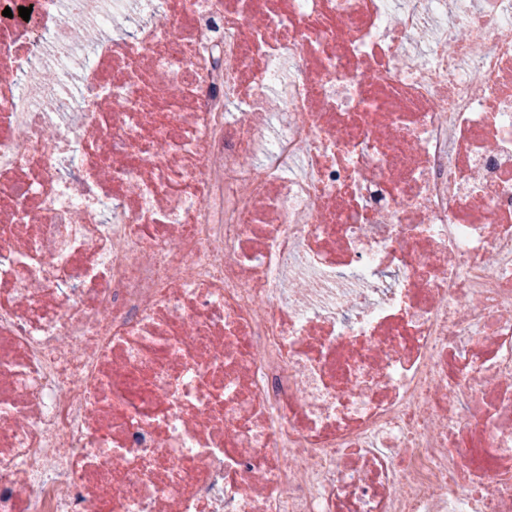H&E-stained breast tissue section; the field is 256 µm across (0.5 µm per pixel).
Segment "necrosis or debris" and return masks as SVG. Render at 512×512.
Listing matches in <instances>:
<instances>
[{
	"mask_svg": "<svg viewBox=\"0 0 512 512\" xmlns=\"http://www.w3.org/2000/svg\"><path fill=\"white\" fill-rule=\"evenodd\" d=\"M33 3L0 512H512V0Z\"/></svg>",
	"mask_w": 512,
	"mask_h": 512,
	"instance_id": "obj_1",
	"label": "necrosis or debris"
}]
</instances>
